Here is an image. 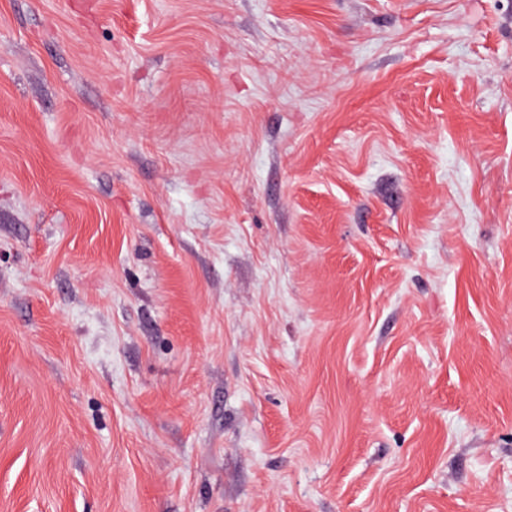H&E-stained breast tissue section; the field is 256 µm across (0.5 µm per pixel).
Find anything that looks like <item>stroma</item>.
I'll return each mask as SVG.
<instances>
[{"label":"stroma","mask_w":512,"mask_h":512,"mask_svg":"<svg viewBox=\"0 0 512 512\" xmlns=\"http://www.w3.org/2000/svg\"><path fill=\"white\" fill-rule=\"evenodd\" d=\"M0 512H512V0H0Z\"/></svg>","instance_id":"35a3bbf8"}]
</instances>
